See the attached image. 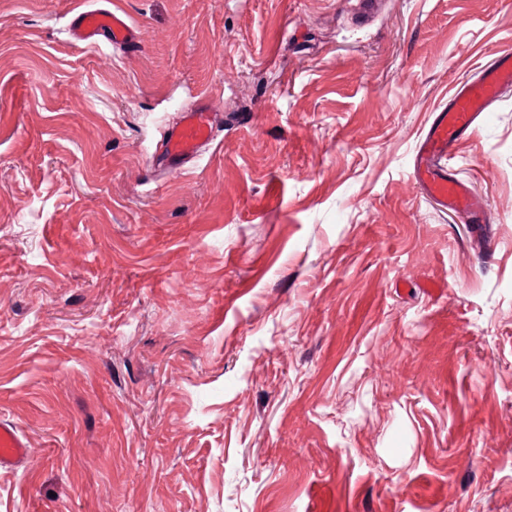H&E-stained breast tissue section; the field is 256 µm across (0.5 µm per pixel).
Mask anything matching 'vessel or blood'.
I'll return each mask as SVG.
<instances>
[{
    "label": "vessel or blood",
    "mask_w": 512,
    "mask_h": 512,
    "mask_svg": "<svg viewBox=\"0 0 512 512\" xmlns=\"http://www.w3.org/2000/svg\"><path fill=\"white\" fill-rule=\"evenodd\" d=\"M69 32L79 42L107 40L133 52L139 37L125 15L107 9H86L73 15ZM512 85V53L499 56L474 82L461 84L447 107L435 115L424 133L413 160V175L423 193L442 208L468 216L473 223L484 221V204L468 182L442 163L450 147L467 136L483 120L502 88ZM216 127L214 112L195 108L184 112L181 121L168 129L156 149L158 164L175 166L189 161L199 146L209 140ZM28 442L12 421L0 418V466L23 461Z\"/></svg>",
    "instance_id": "b4317fda"
}]
</instances>
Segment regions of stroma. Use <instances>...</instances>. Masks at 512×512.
I'll return each instance as SVG.
<instances>
[{"label":"stroma","mask_w":512,"mask_h":512,"mask_svg":"<svg viewBox=\"0 0 512 512\" xmlns=\"http://www.w3.org/2000/svg\"><path fill=\"white\" fill-rule=\"evenodd\" d=\"M509 49L512 0H0V512H512V90L482 245L412 176ZM69 32L78 42L98 43L104 37L112 46L128 52L139 48V37L135 28L123 14L107 9H85L73 15ZM215 127L214 112L205 108L184 112L182 120L162 136L154 161L164 166H175L189 161L199 146L210 139ZM28 442L12 421L0 418V466L12 467L25 459Z\"/></svg>","instance_id":"obj_1"}]
</instances>
